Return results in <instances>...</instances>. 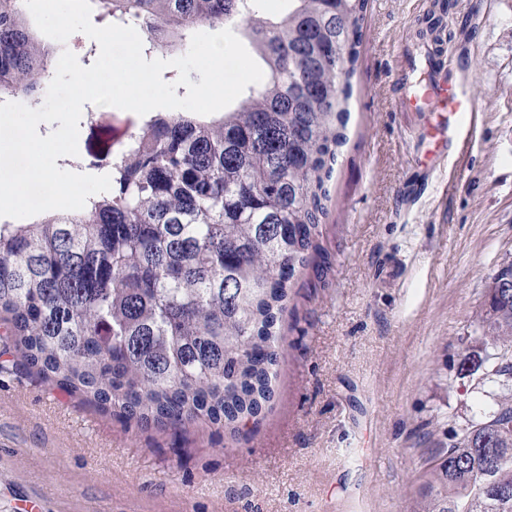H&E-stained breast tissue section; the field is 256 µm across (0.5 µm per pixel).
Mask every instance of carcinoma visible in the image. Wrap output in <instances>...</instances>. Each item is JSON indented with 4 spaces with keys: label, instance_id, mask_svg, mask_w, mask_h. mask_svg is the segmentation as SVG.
Listing matches in <instances>:
<instances>
[{
    "label": "carcinoma",
    "instance_id": "cac0c4a2",
    "mask_svg": "<svg viewBox=\"0 0 512 512\" xmlns=\"http://www.w3.org/2000/svg\"><path fill=\"white\" fill-rule=\"evenodd\" d=\"M104 0L144 53L244 23L264 73L214 115L151 111L90 127L75 167L111 188L78 211L0 222V328L25 365L138 428L198 421L239 433L274 397L280 322L320 250L368 0ZM52 55L24 0H0V103L36 105ZM470 343L492 406L453 427L414 512H512V262Z\"/></svg>",
    "mask_w": 512,
    "mask_h": 512
}]
</instances>
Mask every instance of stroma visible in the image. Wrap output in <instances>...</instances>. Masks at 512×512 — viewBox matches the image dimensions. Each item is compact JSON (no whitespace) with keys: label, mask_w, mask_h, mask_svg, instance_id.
<instances>
[{"label":"stroma","mask_w":512,"mask_h":512,"mask_svg":"<svg viewBox=\"0 0 512 512\" xmlns=\"http://www.w3.org/2000/svg\"><path fill=\"white\" fill-rule=\"evenodd\" d=\"M432 14L483 119L429 177L398 77ZM352 85L321 249L294 281L259 424L143 430L24 366L0 371V512H413L438 441L482 401L459 364L512 262V0H368Z\"/></svg>","instance_id":"stroma-1"}]
</instances>
